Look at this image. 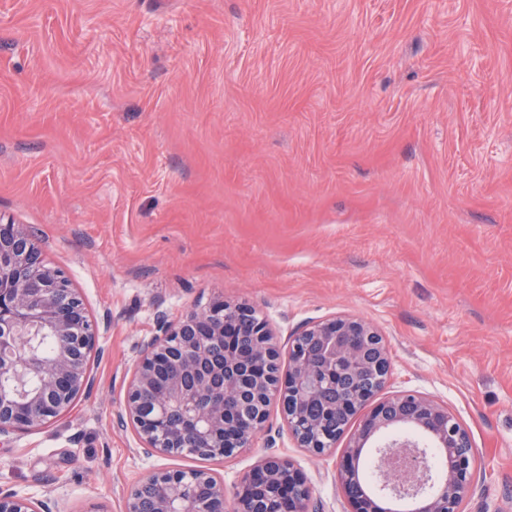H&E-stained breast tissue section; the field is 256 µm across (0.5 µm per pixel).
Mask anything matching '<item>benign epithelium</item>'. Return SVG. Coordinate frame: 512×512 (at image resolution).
<instances>
[{
    "label": "benign epithelium",
    "mask_w": 512,
    "mask_h": 512,
    "mask_svg": "<svg viewBox=\"0 0 512 512\" xmlns=\"http://www.w3.org/2000/svg\"><path fill=\"white\" fill-rule=\"evenodd\" d=\"M50 336L46 359L36 348ZM98 327L71 279L46 267L34 234L0 217V438L52 423L87 391L86 360ZM279 352L266 319L246 303L218 298L180 320H157L142 342L117 425L132 426L140 452L171 456L178 448L230 457L252 442L266 421L268 402L279 401L288 432L299 447L322 453L342 435L341 416L367 403L338 471L349 512H392L387 499H409L412 512H459L473 487L469 432L448 406L417 391L378 397L389 375L387 344L372 324L334 316L305 325L294 336L288 371L275 369ZM250 386L256 409L236 403ZM429 439L440 457L433 490L427 450L388 437L376 450L378 491L366 490L360 460L367 443L393 428ZM203 491H187L183 472H147L125 498L124 512H228L224 484L205 470L193 473ZM311 487L294 462L268 454L236 487L234 512H310ZM50 497L0 492V512H53Z\"/></svg>",
    "instance_id": "benign-epithelium-1"
}]
</instances>
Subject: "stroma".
<instances>
[{"label": "stroma", "instance_id": "stroma-1", "mask_svg": "<svg viewBox=\"0 0 512 512\" xmlns=\"http://www.w3.org/2000/svg\"><path fill=\"white\" fill-rule=\"evenodd\" d=\"M0 216L30 227L100 327L90 389L0 443V492L123 512L154 468L233 495L292 458L348 512L334 447L279 403L229 458L145 457L118 428L138 351L217 297L280 351L305 324L385 336L387 392L467 426L463 512H512V0H0Z\"/></svg>", "mask_w": 512, "mask_h": 512}]
</instances>
